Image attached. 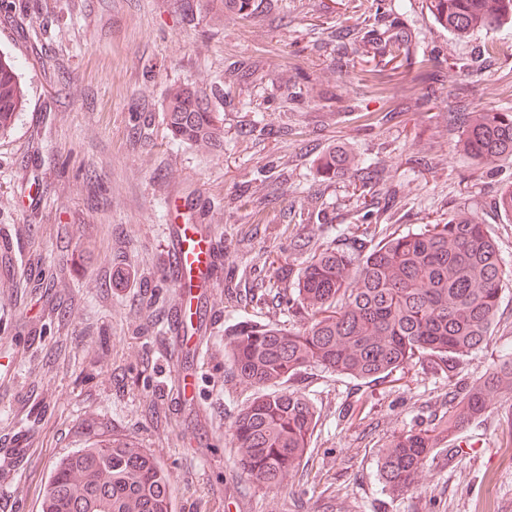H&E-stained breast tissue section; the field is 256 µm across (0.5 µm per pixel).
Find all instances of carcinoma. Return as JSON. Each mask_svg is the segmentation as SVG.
Returning a JSON list of instances; mask_svg holds the SVG:
<instances>
[{
  "instance_id": "obj_1",
  "label": "carcinoma",
  "mask_w": 512,
  "mask_h": 512,
  "mask_svg": "<svg viewBox=\"0 0 512 512\" xmlns=\"http://www.w3.org/2000/svg\"><path fill=\"white\" fill-rule=\"evenodd\" d=\"M244 20L260 8L256 0H224ZM429 14L451 32L491 29L512 18V0H428ZM353 54L393 75L406 77L413 62L408 40L384 36L367 24L352 38ZM214 93L193 84L169 89L165 116L173 138L185 144L223 147L221 113ZM27 106V94L10 55L0 52V135L9 132ZM460 142L478 160L512 157V110L466 112ZM325 179L363 171L354 185L363 218L387 224L391 208L378 207L380 180L371 165L353 154L330 151L317 160ZM369 227L343 232L321 248L302 240L301 266L278 268L293 285L298 328L284 332L241 321L224 345L239 380L261 390L231 426L239 467L264 484H283L300 466L318 422L311 400L288 382L320 368L359 380L379 379L413 362L452 373L460 359L487 348L499 311L500 294L512 270L499 254L487 225L458 209L418 231L389 232L375 244ZM245 298L266 300L261 278ZM512 396V357L475 381L457 403L434 418L431 427L393 436L379 447L383 489L411 491L424 461L441 443L454 439L483 414L491 399ZM169 476L145 450L100 433L52 466L41 512H169Z\"/></svg>"
}]
</instances>
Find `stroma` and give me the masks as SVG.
<instances>
[{"instance_id": "1", "label": "stroma", "mask_w": 512, "mask_h": 512, "mask_svg": "<svg viewBox=\"0 0 512 512\" xmlns=\"http://www.w3.org/2000/svg\"><path fill=\"white\" fill-rule=\"evenodd\" d=\"M288 2L287 13L246 21L222 0H0V50L28 89L0 137V239L11 241L0 261V512H39L52 462L89 426L153 455L171 478L170 512H512L510 399L431 453L408 495L383 491L376 457L384 438L426 428L512 354L511 284L492 344L454 377L425 364L394 380L308 371L291 382L320 414L306 461L282 486L237 465L230 426L258 391L225 357L227 330L242 319L296 328L278 302L277 267L295 262L297 240L326 245L360 221L352 178L325 180L317 155L342 145L385 171L398 231L470 208L512 266V222L495 206L512 159L479 173L453 123L459 112L512 108V25L461 38L425 0H391L384 24L407 36L434 81L357 79L344 74L340 44L312 45L326 27H364L363 16L341 0ZM491 44L493 62L461 70ZM187 81L218 89L222 149L171 138L167 92ZM272 158L287 166L288 189L257 216L245 193L263 189ZM311 208L319 219L301 222ZM173 223L206 225L222 258L221 276L193 301V337L179 353L170 319L184 296L163 275ZM34 252L45 267L69 268L38 301ZM120 267L136 271L134 287L114 288ZM230 271L271 276L267 303L232 297Z\"/></svg>"}]
</instances>
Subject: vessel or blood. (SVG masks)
<instances>
[{"label": "vessel or blood", "instance_id": "vessel-or-blood-1", "mask_svg": "<svg viewBox=\"0 0 512 512\" xmlns=\"http://www.w3.org/2000/svg\"><path fill=\"white\" fill-rule=\"evenodd\" d=\"M219 257L216 245L191 224L169 227L165 273L182 289L204 287Z\"/></svg>", "mask_w": 512, "mask_h": 512}]
</instances>
